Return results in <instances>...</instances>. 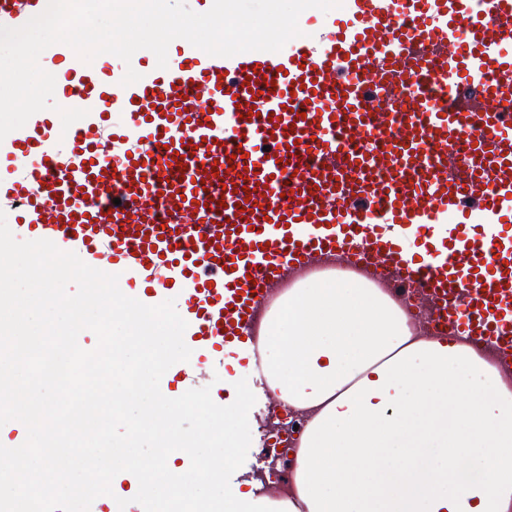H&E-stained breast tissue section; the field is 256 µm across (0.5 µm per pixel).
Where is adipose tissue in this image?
Here are the masks:
<instances>
[{
  "label": "adipose tissue",
  "mask_w": 512,
  "mask_h": 512,
  "mask_svg": "<svg viewBox=\"0 0 512 512\" xmlns=\"http://www.w3.org/2000/svg\"><path fill=\"white\" fill-rule=\"evenodd\" d=\"M258 340L268 390L302 414L288 498L224 483L222 512H512V370L419 336L345 269L294 281Z\"/></svg>",
  "instance_id": "ef3b65f1"
}]
</instances>
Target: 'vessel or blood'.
Listing matches in <instances>:
<instances>
[{"instance_id":"b4317fda","label":"vessel or blood","mask_w":512,"mask_h":512,"mask_svg":"<svg viewBox=\"0 0 512 512\" xmlns=\"http://www.w3.org/2000/svg\"><path fill=\"white\" fill-rule=\"evenodd\" d=\"M43 5L0 0V25ZM299 27L278 52L185 41L166 68L142 49L102 78L52 46L60 106L87 115L66 141L40 112L0 141L11 232L175 299L194 364L341 264L416 288L434 335L511 367L512 0H343Z\"/></svg>"}]
</instances>
